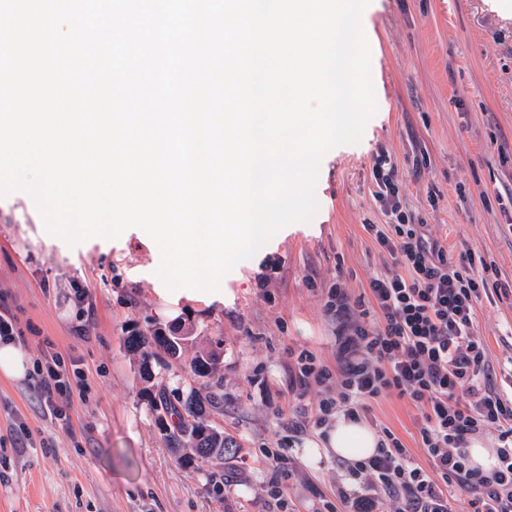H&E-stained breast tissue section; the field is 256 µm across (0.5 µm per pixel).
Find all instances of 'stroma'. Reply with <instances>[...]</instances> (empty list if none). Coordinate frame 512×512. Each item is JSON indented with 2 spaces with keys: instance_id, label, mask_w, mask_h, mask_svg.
<instances>
[{
  "instance_id": "stroma-1",
  "label": "stroma",
  "mask_w": 512,
  "mask_h": 512,
  "mask_svg": "<svg viewBox=\"0 0 512 512\" xmlns=\"http://www.w3.org/2000/svg\"><path fill=\"white\" fill-rule=\"evenodd\" d=\"M362 25L375 115L359 143L323 157L313 220L280 229L217 291L162 293L161 254L141 229L72 247L47 231L26 192L0 198V303L18 319L14 345L34 364L74 362L87 382L86 397L58 399L61 422L32 376H0V512H276V456L286 512H336L349 476L323 448L325 430L303 422L338 388L329 288L362 299L370 278L392 268L366 231L388 221L374 197L380 154L394 161L416 222L487 264L475 334L498 389L512 394L500 373L512 357V0H371ZM170 326L190 341L156 382L176 408L192 391L218 395L209 420L239 442L226 459L183 466L157 425L127 338ZM202 348L221 355L214 377L191 372ZM303 353L328 382L300 384ZM365 424L389 428L428 467L409 400L370 402Z\"/></svg>"
}]
</instances>
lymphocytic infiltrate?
I'll list each match as a JSON object with an SVG mask.
<instances>
[{
  "label": "lymphocytic infiltrate",
  "mask_w": 512,
  "mask_h": 512,
  "mask_svg": "<svg viewBox=\"0 0 512 512\" xmlns=\"http://www.w3.org/2000/svg\"><path fill=\"white\" fill-rule=\"evenodd\" d=\"M373 177L389 221L367 230L395 270L371 277L365 301L331 289L329 305L341 318L340 389L319 401L312 425L322 427L332 415L358 422L371 401L408 399L420 408L431 467L414 463L403 441L382 429L374 453L347 466L360 488H338L337 503L341 512H377L386 497L394 512H456L463 491L473 496V512H512V398L491 387L486 347L473 332L487 283L469 274L471 253L448 251L403 209L390 157H378ZM35 387L54 415L58 396L84 391L82 378H70L54 356L37 371ZM489 427L500 445L496 465L483 471L470 466L468 445Z\"/></svg>",
  "instance_id": "lymphocytic-infiltrate-1"
}]
</instances>
